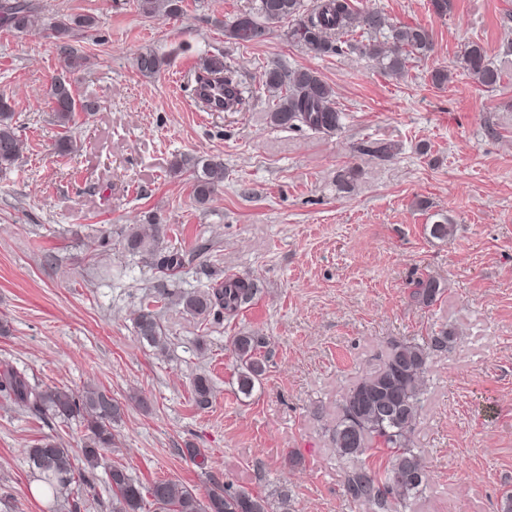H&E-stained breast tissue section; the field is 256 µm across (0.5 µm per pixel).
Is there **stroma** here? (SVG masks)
Wrapping results in <instances>:
<instances>
[{
	"label": "stroma",
	"instance_id": "obj_1",
	"mask_svg": "<svg viewBox=\"0 0 512 512\" xmlns=\"http://www.w3.org/2000/svg\"><path fill=\"white\" fill-rule=\"evenodd\" d=\"M42 15H91L95 28L72 40L85 63L62 70L58 43L0 27V96L14 107L26 150L0 172V364L73 392L95 385L130 403L104 459L71 485L85 512H112L107 471L124 465L143 484L172 479L205 492L209 478L266 493L287 484L296 512H362L343 490V466L326 427L347 390L378 367L391 341L448 329L455 340L432 354L416 442L430 470L422 494L397 512H503L512 494V0H454L448 16L429 0H356L394 23L427 28L434 49L406 77L385 74L351 51L317 59L290 44L285 25L259 43L227 39L224 24L254 0H183L174 19L147 18L133 0H35ZM481 42L505 68L488 91L453 67L465 44ZM170 63L145 76L138 49ZM223 54L242 71L251 109L199 111L191 67ZM317 71L345 114L340 132L266 123L260 76L268 62ZM67 74L76 95L97 101L69 129L52 120L51 77ZM79 152H54L62 132ZM366 140L396 144L379 160L357 153ZM224 163V186L195 204L189 171ZM182 174L170 171L174 162ZM356 168L349 189L339 174ZM454 227L430 235L435 213ZM161 224V253L180 254L176 274L123 248L120 233ZM443 294L412 303L415 281ZM259 293L239 313L202 321L182 298L226 278ZM171 338L158 353L135 333L149 297ZM263 333L267 372L251 396L237 391L232 336ZM213 381L211 408L197 409L191 383ZM77 422L47 425L0 402V494L13 512H48L31 493L24 448L47 436L77 448ZM204 450L208 470L185 455Z\"/></svg>",
	"mask_w": 512,
	"mask_h": 512
}]
</instances>
